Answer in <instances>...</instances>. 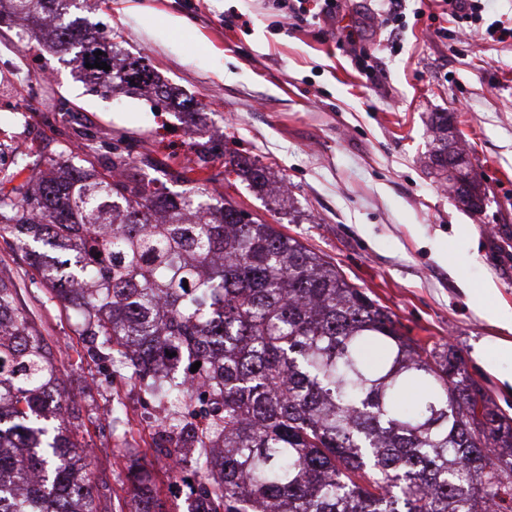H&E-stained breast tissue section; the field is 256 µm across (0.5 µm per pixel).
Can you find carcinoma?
<instances>
[{"instance_id": "1", "label": "carcinoma", "mask_w": 512, "mask_h": 512, "mask_svg": "<svg viewBox=\"0 0 512 512\" xmlns=\"http://www.w3.org/2000/svg\"><path fill=\"white\" fill-rule=\"evenodd\" d=\"M85 2L0 0V22L20 17L35 40L49 36L89 84L141 90L151 103L175 98L142 58L75 15ZM179 107L191 135L198 103ZM432 129V163L446 170L448 153L463 150H448L447 115ZM16 164L28 176L0 188V236H19L35 259L41 246L64 255L67 281L83 292H51L79 301L81 334L108 352L112 374L184 408L200 389L210 394L190 423L197 455L176 460L189 512H512V415L454 345L406 335L324 257L258 217L242 223V207L210 191L211 177L172 192L123 152L72 148L44 170L24 151ZM229 164L255 188L288 191L247 158ZM451 189L480 208L470 172ZM19 288L0 276V315L12 319V332H0V410L13 414L11 435L0 434V512H108L80 473L79 416L67 423L47 406L60 368L18 308ZM497 473L511 481H493ZM128 480L134 512H161L137 458Z\"/></svg>"}]
</instances>
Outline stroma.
Listing matches in <instances>:
<instances>
[{
  "instance_id": "stroma-1",
  "label": "stroma",
  "mask_w": 512,
  "mask_h": 512,
  "mask_svg": "<svg viewBox=\"0 0 512 512\" xmlns=\"http://www.w3.org/2000/svg\"><path fill=\"white\" fill-rule=\"evenodd\" d=\"M333 17L320 0L294 15L280 0H89L85 16L143 56L161 78L206 107L196 139L181 130L176 103L150 106L125 88L93 90L72 65L37 45L20 23L0 27V176L15 173V151L44 160L64 145L106 156L123 141L134 161L173 176L209 148L207 175L254 216L274 224L336 265L392 312L410 336L452 343L471 376L512 414V0H487L465 40L445 0H404L398 41L377 0H339ZM447 113L482 211L464 208L432 173L429 130ZM240 155L285 179L276 196L238 179L224 161ZM20 284L18 303L61 362L59 393L72 396L88 447L85 473L97 491L126 498L130 454L146 458L166 512H187L188 489L158 461L139 414L119 426L110 407L146 395L114 378L81 393L98 373L73 310L52 298L27 251L0 238V273Z\"/></svg>"
}]
</instances>
